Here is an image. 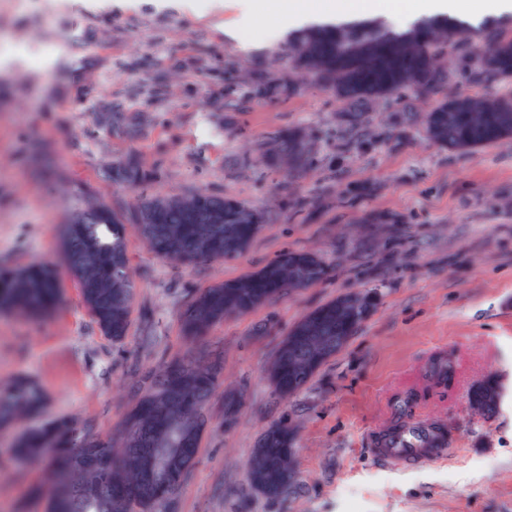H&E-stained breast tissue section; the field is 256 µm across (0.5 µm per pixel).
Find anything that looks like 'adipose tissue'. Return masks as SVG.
<instances>
[{
	"label": "adipose tissue",
	"mask_w": 512,
	"mask_h": 512,
	"mask_svg": "<svg viewBox=\"0 0 512 512\" xmlns=\"http://www.w3.org/2000/svg\"><path fill=\"white\" fill-rule=\"evenodd\" d=\"M237 8L228 30L238 29L246 18L359 19L397 13L400 5L399 0H238ZM412 9L418 17L448 15L474 24L483 16L512 11V0H415Z\"/></svg>",
	"instance_id": "obj_1"
}]
</instances>
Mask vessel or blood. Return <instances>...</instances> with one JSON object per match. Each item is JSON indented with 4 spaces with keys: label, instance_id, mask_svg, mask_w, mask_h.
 Returning <instances> with one entry per match:
<instances>
[{
    "label": "vessel or blood",
    "instance_id": "obj_1",
    "mask_svg": "<svg viewBox=\"0 0 512 512\" xmlns=\"http://www.w3.org/2000/svg\"><path fill=\"white\" fill-rule=\"evenodd\" d=\"M447 453L445 440L432 435L422 424L408 425L395 436H378L372 450L379 461L406 467L441 460Z\"/></svg>",
    "mask_w": 512,
    "mask_h": 512
}]
</instances>
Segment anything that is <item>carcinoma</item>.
Returning a JSON list of instances; mask_svg holds the SVG:
<instances>
[{"label": "carcinoma", "mask_w": 512, "mask_h": 512, "mask_svg": "<svg viewBox=\"0 0 512 512\" xmlns=\"http://www.w3.org/2000/svg\"><path fill=\"white\" fill-rule=\"evenodd\" d=\"M275 62L295 70L300 84L329 91L343 104L334 138L340 162L357 159L378 140L402 144L423 99L437 102L423 124L427 140L441 147L465 153L512 137V97L464 93L471 85H512V20H486L471 29L430 18L403 32L381 21L316 26L288 39L270 60L255 62L253 73ZM375 103L387 113L378 130L371 117ZM275 142L271 158L285 183L312 168L315 137L290 133ZM113 171L114 179L133 188L145 178L130 161L117 163ZM271 221L245 201L205 192L142 194L123 218L98 202L69 225L63 243L67 270L101 334L120 344L129 332L136 288L126 224L138 226L154 257L192 270L241 258ZM328 276L319 254L285 250L257 272L196 292L179 313L183 336L192 344L224 319L250 314ZM57 280L54 265L41 260L0 271V310L27 317L49 314L58 304ZM377 296L375 291L345 294L301 319L281 339L266 369L275 393L286 397L302 389L345 347ZM223 384L219 357H174L146 377L115 434L103 436L89 425L57 418L24 429L7 452L19 468L45 465L43 480L30 491L46 498L45 512H163L191 475L211 420L207 407ZM495 396L488 383L474 401L490 411ZM45 404L37 384L17 379L0 390V426L34 416ZM294 442L288 426L276 425L253 451L250 479L269 499L285 497L292 486Z\"/></svg>", "instance_id": "1"}]
</instances>
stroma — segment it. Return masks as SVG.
<instances>
[{"mask_svg": "<svg viewBox=\"0 0 512 512\" xmlns=\"http://www.w3.org/2000/svg\"><path fill=\"white\" fill-rule=\"evenodd\" d=\"M196 14L166 0H112L90 12L75 0H0V269L48 260L62 299L47 317L0 311V387L25 377L49 397L46 418L111 434L145 372L175 355L223 352L214 402L190 479L169 512H512V138L459 154L426 140L375 145L337 166L335 96L241 98L252 61L276 44L260 20L229 38L209 0ZM139 124L137 135L100 122L103 110ZM319 135L320 161L284 184L269 155L276 135ZM137 161L139 189L115 182ZM234 197L287 220L259 233L235 261L185 270L155 258L126 227L136 284L123 343L103 336L66 270V224L103 202L116 212L140 193ZM305 200L295 209L293 199ZM367 213L397 216L365 224ZM319 252L323 282L246 316L226 318L188 347L179 311L210 284L255 272L284 250ZM377 289L378 303L347 345L302 390L281 398L264 370L282 336L316 307ZM271 332L256 335L259 325ZM493 411L475 404L486 383ZM443 423L453 452L404 470L378 462L371 441L397 409ZM294 428L296 491L281 500L251 486L249 460L273 424ZM41 466L0 468V512H43L30 488Z\"/></svg>", "mask_w": 512, "mask_h": 512, "instance_id": "stroma-1", "label": "stroma"}]
</instances>
